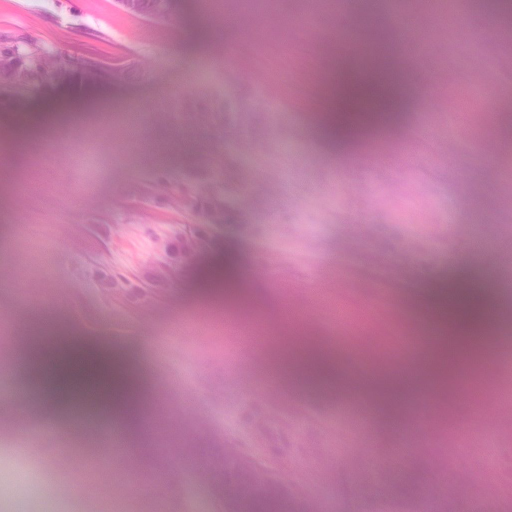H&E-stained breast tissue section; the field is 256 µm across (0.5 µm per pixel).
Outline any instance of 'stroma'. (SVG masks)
I'll return each mask as SVG.
<instances>
[{
    "mask_svg": "<svg viewBox=\"0 0 512 512\" xmlns=\"http://www.w3.org/2000/svg\"><path fill=\"white\" fill-rule=\"evenodd\" d=\"M424 14L435 75L404 63L400 101L343 142L318 131L320 100L345 18L317 0H262L241 26L240 0H174L150 20L120 0H0V48L33 45L59 64H128L115 83L0 86V470L11 497L27 469L47 489L69 471L100 472L74 512H241L225 449L288 490V512H512V366L466 364L458 391H435L421 425L412 396L392 415L345 392L350 370H399L404 339L422 335L436 292L492 281L512 303V259L496 247L512 203V144L459 183L456 166L499 132L487 103L512 87L499 66L512 39L445 46L435 0ZM307 27L291 29L294 18ZM322 41H315L316 32ZM452 101L466 112L449 110ZM232 267L238 285H209ZM294 315L336 364L335 382L298 381L273 356ZM76 336L118 352L139 387L141 420L162 427L139 445L152 493L89 433L37 425L48 396L18 370L10 327Z\"/></svg>",
    "mask_w": 512,
    "mask_h": 512,
    "instance_id": "obj_1",
    "label": "stroma"
}]
</instances>
